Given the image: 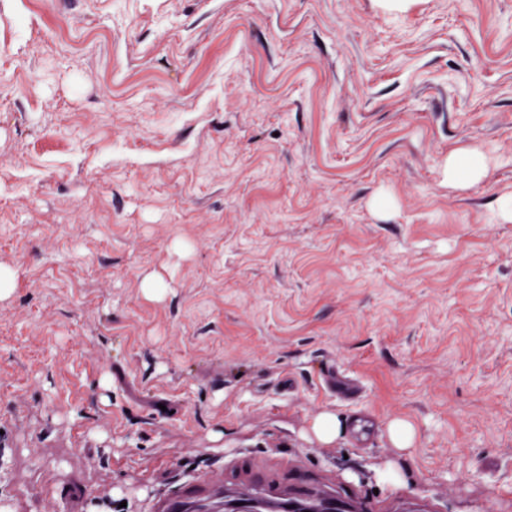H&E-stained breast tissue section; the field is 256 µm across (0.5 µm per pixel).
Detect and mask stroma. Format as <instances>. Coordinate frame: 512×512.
Wrapping results in <instances>:
<instances>
[{"label":"stroma","mask_w":512,"mask_h":512,"mask_svg":"<svg viewBox=\"0 0 512 512\" xmlns=\"http://www.w3.org/2000/svg\"><path fill=\"white\" fill-rule=\"evenodd\" d=\"M510 198L512 0H0V502L512 512ZM464 160L468 163L470 182H477L486 177L487 165L480 153L453 151L448 154V188L456 189L461 186L458 181V171ZM344 429L345 425L341 426L339 420L333 415H326L316 420L312 426L313 434L324 446L333 445L344 433ZM390 439L396 448H411L415 441V429L407 420H395L388 425ZM221 506L224 507V490L201 477L161 498L156 512H209ZM309 496L310 495L307 492L299 491L290 497H282L272 491L257 492L251 489L250 487H244L239 491V494L237 495L236 498L239 500L240 503L244 502V505H242V507L249 505L252 501L259 498L267 502L276 504V510H278L277 512H288V505H290L292 502H298L303 499L309 498Z\"/></svg>","instance_id":"35a3bbf8"}]
</instances>
